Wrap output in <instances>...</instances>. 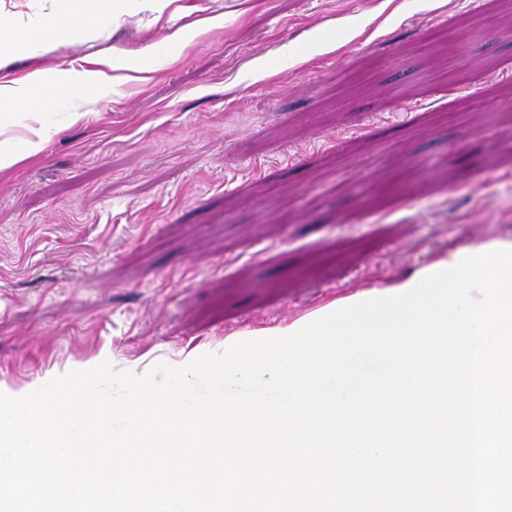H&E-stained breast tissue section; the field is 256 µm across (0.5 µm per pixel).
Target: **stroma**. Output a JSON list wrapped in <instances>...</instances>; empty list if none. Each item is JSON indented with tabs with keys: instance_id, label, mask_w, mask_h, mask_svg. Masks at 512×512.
Here are the masks:
<instances>
[{
	"instance_id": "stroma-1",
	"label": "stroma",
	"mask_w": 512,
	"mask_h": 512,
	"mask_svg": "<svg viewBox=\"0 0 512 512\" xmlns=\"http://www.w3.org/2000/svg\"><path fill=\"white\" fill-rule=\"evenodd\" d=\"M511 39L512 0H173L17 58L126 81L0 175V392L181 366L512 234Z\"/></svg>"
}]
</instances>
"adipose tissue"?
I'll return each instance as SVG.
<instances>
[{
	"label": "adipose tissue",
	"instance_id": "1",
	"mask_svg": "<svg viewBox=\"0 0 512 512\" xmlns=\"http://www.w3.org/2000/svg\"><path fill=\"white\" fill-rule=\"evenodd\" d=\"M171 0H59L58 8L42 17L37 26L15 16L0 14V65L32 45L58 49L65 36L85 34L106 25H117L138 10L163 14ZM107 78L101 70L84 69L73 78H49L33 72L22 79L0 80V172L13 168L39 152L47 137L42 115L62 103H88L97 99ZM32 119L23 150L13 146L12 131L18 113Z\"/></svg>",
	"mask_w": 512,
	"mask_h": 512
}]
</instances>
